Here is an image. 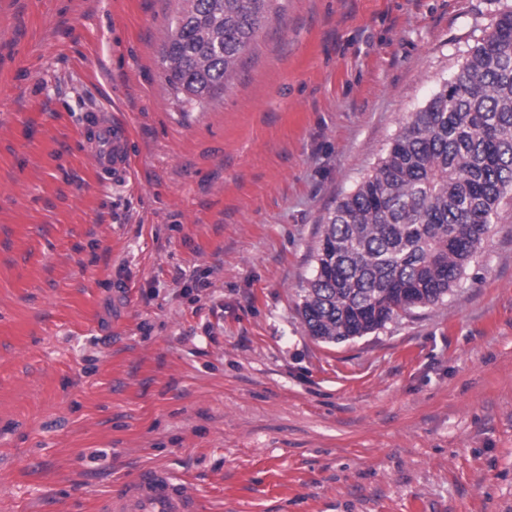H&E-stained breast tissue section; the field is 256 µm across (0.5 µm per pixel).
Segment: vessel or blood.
<instances>
[{"instance_id":"1","label":"vessel or blood","mask_w":512,"mask_h":512,"mask_svg":"<svg viewBox=\"0 0 512 512\" xmlns=\"http://www.w3.org/2000/svg\"><path fill=\"white\" fill-rule=\"evenodd\" d=\"M129 128L111 111L93 110L84 121L83 145L98 175L105 180L129 167ZM198 505L172 475L159 470L140 471L126 495L113 502V512H196Z\"/></svg>"}]
</instances>
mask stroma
<instances>
[{
  "label": "stroma",
  "mask_w": 512,
  "mask_h": 512,
  "mask_svg": "<svg viewBox=\"0 0 512 512\" xmlns=\"http://www.w3.org/2000/svg\"><path fill=\"white\" fill-rule=\"evenodd\" d=\"M282 2L198 105L182 0H0V512H106L144 468L199 512H512V205L443 302L339 344L296 311L337 199L512 0ZM129 128L108 110H92L84 121L83 145L98 175L105 180L127 172Z\"/></svg>",
  "instance_id": "35a3bbf8"
}]
</instances>
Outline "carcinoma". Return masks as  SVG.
<instances>
[{
    "mask_svg": "<svg viewBox=\"0 0 512 512\" xmlns=\"http://www.w3.org/2000/svg\"><path fill=\"white\" fill-rule=\"evenodd\" d=\"M163 52L188 102L224 90L276 0H183ZM512 8L458 73L411 113L321 225L297 312L307 335L342 343L452 294L512 201Z\"/></svg>",
    "mask_w": 512,
    "mask_h": 512,
    "instance_id": "carcinoma-1",
    "label": "carcinoma"
}]
</instances>
